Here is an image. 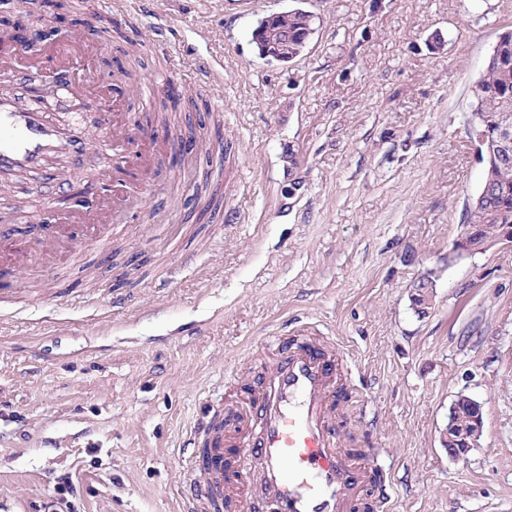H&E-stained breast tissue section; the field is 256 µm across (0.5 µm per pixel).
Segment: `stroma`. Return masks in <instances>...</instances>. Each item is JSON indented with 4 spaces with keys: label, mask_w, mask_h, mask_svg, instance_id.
<instances>
[{
    "label": "stroma",
    "mask_w": 512,
    "mask_h": 512,
    "mask_svg": "<svg viewBox=\"0 0 512 512\" xmlns=\"http://www.w3.org/2000/svg\"><path fill=\"white\" fill-rule=\"evenodd\" d=\"M139 2L138 43L113 34L101 76L223 71V123L202 107L155 132L193 129L224 183L197 157L195 185L0 294V512H182L183 430L207 402L246 411L249 349L303 322L348 360L341 444L380 449L392 512H512V243L453 250L485 170L471 88L512 0ZM293 9L314 17L304 52L260 56L259 20ZM460 395L483 430L457 460L441 433Z\"/></svg>",
    "instance_id": "1"
}]
</instances>
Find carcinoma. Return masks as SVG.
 I'll list each match as a JSON object with an SVG mask.
<instances>
[{
	"instance_id": "1",
	"label": "carcinoma",
	"mask_w": 512,
	"mask_h": 512,
	"mask_svg": "<svg viewBox=\"0 0 512 512\" xmlns=\"http://www.w3.org/2000/svg\"><path fill=\"white\" fill-rule=\"evenodd\" d=\"M310 21V14L296 10L268 18L267 25L286 28L303 39V30ZM472 97L473 112L479 114L491 130L496 128L502 113L512 114V32L499 37L484 71L472 88ZM486 172L493 177L491 189L480 201L463 208V223L477 224L483 234L496 236L500 225L512 224V163L502 166L492 159Z\"/></svg>"
}]
</instances>
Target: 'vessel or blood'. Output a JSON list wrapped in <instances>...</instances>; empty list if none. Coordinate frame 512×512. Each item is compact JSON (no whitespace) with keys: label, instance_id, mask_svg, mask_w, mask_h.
Returning <instances> with one entry per match:
<instances>
[{"label":"vessel or blood","instance_id":"vessel-or-blood-1","mask_svg":"<svg viewBox=\"0 0 512 512\" xmlns=\"http://www.w3.org/2000/svg\"><path fill=\"white\" fill-rule=\"evenodd\" d=\"M111 7L113 25L135 35L137 17L130 0H112ZM101 48L98 42L67 41L52 52L37 43L17 51L9 37H0V80L17 79L27 70L44 72L48 84L69 94L76 110L98 111L95 143L112 152L111 165L93 174L96 183L111 185L110 194L68 201L50 196L36 216L24 204L14 207V223L41 224L37 255L46 266L54 264L59 252L74 258L87 245L76 233L61 242V225L96 223V240L104 243L119 231L128 214L141 207L145 191L125 178L126 166L149 170L160 157L185 148L183 138L149 137L138 123L123 116L128 98L156 103L176 97L172 80H152L133 88L118 83L111 89L94 83L85 71ZM77 143L72 128L21 106L17 94L0 95V178L38 172L51 184L63 183L64 164ZM281 347L277 360L266 366L259 391L249 398L252 422L239 428L249 441L238 453L232 476L224 474L223 429H212L206 416L191 426L190 445H197L205 433L210 440L207 454L195 459L203 489L187 495L186 512H202L203 501L222 496L225 480L244 483L254 476L274 512H359L363 489L384 479L376 451L345 456L338 452L341 436L335 413L341 386L336 357L326 356L323 346L301 336L282 342Z\"/></svg>","mask_w":512,"mask_h":512}]
</instances>
